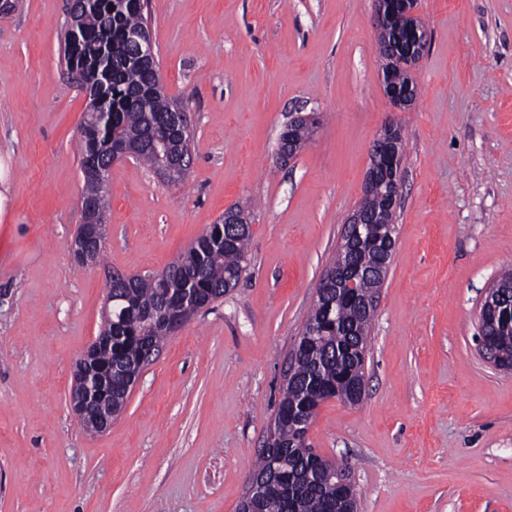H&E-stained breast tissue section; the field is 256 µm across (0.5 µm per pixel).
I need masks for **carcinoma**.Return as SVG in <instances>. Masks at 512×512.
<instances>
[{"instance_id":"carcinoma-1","label":"carcinoma","mask_w":512,"mask_h":512,"mask_svg":"<svg viewBox=\"0 0 512 512\" xmlns=\"http://www.w3.org/2000/svg\"><path fill=\"white\" fill-rule=\"evenodd\" d=\"M143 9L144 0H84L83 21L77 23L80 57L93 81L86 85L91 103L80 153L84 159L93 154L109 158L137 145L138 158L158 170L181 139L167 125L175 100L135 59L127 39L128 33L147 28ZM83 174L82 203L107 213L105 182L86 166ZM250 237L251 225L220 222L153 280L142 278L131 287L125 275L112 273L107 282L112 297V402L125 404L130 377L145 349L159 351L168 334L160 324L172 305H180L183 325L237 285L247 267ZM372 318L371 313L358 315L348 304L330 310L314 303L305 327L317 334L302 350L298 380L283 386L276 446L263 449L253 470L265 488L259 496L241 501L238 512H327L335 500L331 476L345 466L313 453L288 414L333 396L336 378L344 372L355 380L365 377L366 356L354 346L360 343L367 351ZM486 331L496 338L500 362L512 370V316H491Z\"/></svg>"}]
</instances>
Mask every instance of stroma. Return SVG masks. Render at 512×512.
Masks as SVG:
<instances>
[{
    "mask_svg": "<svg viewBox=\"0 0 512 512\" xmlns=\"http://www.w3.org/2000/svg\"><path fill=\"white\" fill-rule=\"evenodd\" d=\"M421 12L418 98L395 113L373 0H148L191 175L114 163L106 261L83 267L68 244L88 98L63 59L68 0L0 15V512H237L390 119L404 135L396 248L365 396L322 404L307 442L349 465L358 512H512V372L475 339L486 289L512 270V0ZM299 113L318 123L281 160ZM232 206L251 225L246 273L169 336L110 429L84 431L71 373L101 330L107 273L163 272Z\"/></svg>",
    "mask_w": 512,
    "mask_h": 512,
    "instance_id": "35a3bbf8",
    "label": "stroma"
}]
</instances>
